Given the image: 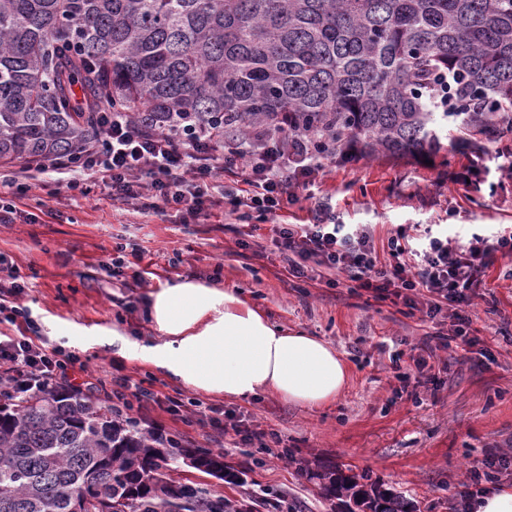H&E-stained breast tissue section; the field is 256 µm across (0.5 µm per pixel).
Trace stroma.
I'll return each instance as SVG.
<instances>
[{
    "instance_id": "stroma-1",
    "label": "stroma",
    "mask_w": 512,
    "mask_h": 512,
    "mask_svg": "<svg viewBox=\"0 0 512 512\" xmlns=\"http://www.w3.org/2000/svg\"><path fill=\"white\" fill-rule=\"evenodd\" d=\"M440 138L443 148L427 164L385 155L324 159L310 197L291 211L311 220L315 199L328 198L337 223L374 226L384 263L389 239L401 230L415 238L423 225L441 224L467 240L512 226V134L481 140L476 189L458 178L472 160L470 146L451 125ZM17 209L12 223L0 224V254L26 278L23 303L50 344L75 352L102 378L118 369L163 394L245 415L288 447L286 460L253 448L223 449L242 477L237 485L181 467V477L208 484L226 500H248L254 512H266V500L276 498L284 512H346L318 479L339 466L367 473L415 512H451L476 460L491 450L512 456V255H496L469 311L477 344L445 351L451 366L437 389H406L398 372L408 371L421 341L433 345L452 335L450 313L424 322L345 278L334 288L289 280L277 257L257 260L237 247L238 227L223 215L205 224L183 223L172 210L146 216L113 205L101 185L55 197L36 185ZM121 251L138 252L151 266L145 285L127 288L102 271ZM184 281L231 291L285 330L329 343L349 368L347 386L317 408L272 393L233 400L129 358L135 346L164 341L148 317L151 294Z\"/></svg>"
}]
</instances>
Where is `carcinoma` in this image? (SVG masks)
Instances as JSON below:
<instances>
[{
  "label": "carcinoma",
  "instance_id": "1",
  "mask_svg": "<svg viewBox=\"0 0 512 512\" xmlns=\"http://www.w3.org/2000/svg\"><path fill=\"white\" fill-rule=\"evenodd\" d=\"M507 103L512 0H0V160L73 153L104 109L171 132H286L347 161L423 158L448 119L512 133ZM200 458L224 464L83 392L0 395V512H224L173 477ZM320 480L368 512H413L365 473Z\"/></svg>",
  "mask_w": 512,
  "mask_h": 512
}]
</instances>
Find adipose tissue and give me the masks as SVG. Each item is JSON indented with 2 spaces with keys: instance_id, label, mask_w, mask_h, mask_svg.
Segmentation results:
<instances>
[{
  "instance_id": "adipose-tissue-1",
  "label": "adipose tissue",
  "mask_w": 512,
  "mask_h": 512,
  "mask_svg": "<svg viewBox=\"0 0 512 512\" xmlns=\"http://www.w3.org/2000/svg\"><path fill=\"white\" fill-rule=\"evenodd\" d=\"M149 316L165 340L141 358L186 386L229 399L271 392L321 407L346 383L330 344L283 330L232 292L181 282L153 293Z\"/></svg>"
}]
</instances>
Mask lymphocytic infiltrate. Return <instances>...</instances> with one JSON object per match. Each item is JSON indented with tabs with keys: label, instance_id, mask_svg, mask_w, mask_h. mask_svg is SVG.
<instances>
[{
	"label": "lymphocytic infiltrate",
	"instance_id": "1",
	"mask_svg": "<svg viewBox=\"0 0 512 512\" xmlns=\"http://www.w3.org/2000/svg\"><path fill=\"white\" fill-rule=\"evenodd\" d=\"M322 158L306 144L287 136L225 138L223 129L201 130L187 124L174 133L142 126L126 112H103L102 132L91 145L25 166L22 179L47 176L57 187L74 189L80 182L103 183L113 202L146 213L180 212L184 221L209 217L227 205L238 220L270 224L272 243L289 276L316 280L319 272L345 274L381 300L402 301L433 319L453 307L455 335L464 345L470 324L467 309L494 254L512 253V231L494 239L473 236L460 243L428 236L413 245L391 240V261L380 264L369 229L335 223L327 201H318L308 224L289 222L297 189L314 185ZM27 283L0 256V389L34 394L45 387L74 388L83 374L84 388L110 387L112 411L124 420L142 423L151 406H165L177 416L181 398L154 391L123 375L103 380L88 372L77 355L30 337L32 311L22 303ZM200 427L219 435L233 434L235 444L265 445L267 433L245 417L218 408L200 418ZM508 462L490 454L471 471L459 491L453 512H470L483 483L493 481Z\"/></svg>",
	"mask_w": 512,
	"mask_h": 512
}]
</instances>
